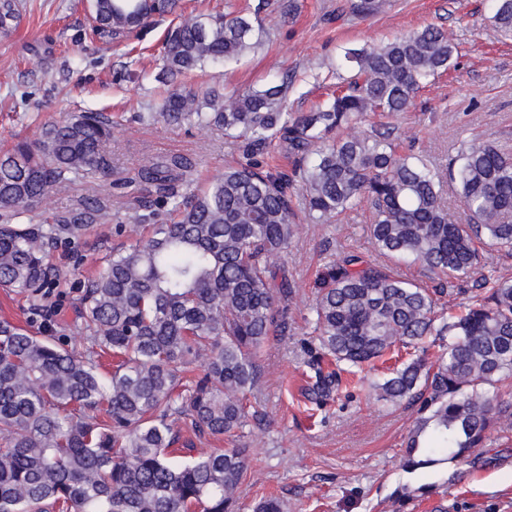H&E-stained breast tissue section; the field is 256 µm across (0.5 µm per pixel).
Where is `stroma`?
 <instances>
[{
    "mask_svg": "<svg viewBox=\"0 0 512 512\" xmlns=\"http://www.w3.org/2000/svg\"><path fill=\"white\" fill-rule=\"evenodd\" d=\"M489 3L390 0L384 11L362 19L349 13L348 0H271L260 46L239 60L196 71L186 84L229 94L278 82L287 71L294 77L288 107L306 112L346 77L340 66L346 50L435 25L460 39L462 55L455 70L438 77L395 118L402 139L435 149L443 162L464 137L512 146V38L491 26ZM166 28L161 21L116 43L93 35L90 0H19L11 32L0 33V150L36 139L42 123L85 110L111 115L116 123L105 146L112 156V183L52 194L34 214L35 221H44L82 195L110 203L105 221L54 252L64 281L52 296L58 312L43 323L25 297L0 289V319L34 332L67 334L71 346L82 347L75 327L81 279L112 249L149 231L141 220L148 193L131 192L122 178L170 154L192 157L202 181L243 160L241 142L223 129L150 120L165 89L156 75ZM369 222V213L360 211L333 224L297 217L285 258L295 287L292 329L285 339L270 340L260 358L254 405L260 417L248 421L239 439L250 463L234 512H252L264 498L280 500L284 512H512V441L491 440L482 450L484 464L475 467L461 459L446 468L401 470V444L416 413L378 400L372 389L396 359L376 361L354 377V398L319 407L301 394L306 368L300 341L310 330L314 281L325 265L348 252L375 257ZM406 483L428 491L396 499L395 490Z\"/></svg>",
    "mask_w": 512,
    "mask_h": 512,
    "instance_id": "obj_1",
    "label": "stroma"
}]
</instances>
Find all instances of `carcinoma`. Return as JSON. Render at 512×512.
<instances>
[{
    "label": "carcinoma",
    "instance_id": "1",
    "mask_svg": "<svg viewBox=\"0 0 512 512\" xmlns=\"http://www.w3.org/2000/svg\"><path fill=\"white\" fill-rule=\"evenodd\" d=\"M385 4L350 0L349 9L366 18ZM267 6L186 14L178 0H92L96 31L111 41L175 16L162 55L169 88L152 107L155 120L221 127L253 153L285 151L294 166L229 165L187 195L179 187L192 181L194 159L176 154L142 167L126 183L155 194L152 229L83 285L85 351L0 320V512H229L247 449L202 448L177 463L176 424L188 419L200 437H231L257 416L247 402L260 353L289 329L294 288L284 257L296 187L316 224L367 205L375 250L438 279L426 288L357 254L325 268L310 309L307 398L332 400L343 374L404 350L409 358L374 385L380 399L416 408L402 467L476 457L494 430L509 439L499 420L512 415V401L498 384L512 375V280L477 274L484 249L512 254V149L467 139L442 165L400 150L391 123L366 124L410 108L456 67L461 43L429 25L349 50L345 86L313 112L287 111V73L229 95L182 85L195 70L256 48ZM489 21L512 37V0H492ZM111 137V119L82 112L0 153V288L38 300L59 283L51 251L103 219L104 202L84 200L50 224L31 223V213L52 193L110 180L103 144ZM447 184L469 223L450 222ZM467 279L469 303L448 313L447 293ZM103 353L114 359L110 371ZM200 360L203 376L183 380Z\"/></svg>",
    "mask_w": 512,
    "mask_h": 512
}]
</instances>
